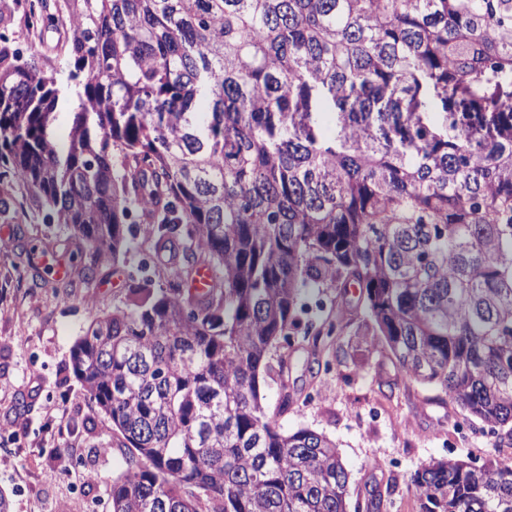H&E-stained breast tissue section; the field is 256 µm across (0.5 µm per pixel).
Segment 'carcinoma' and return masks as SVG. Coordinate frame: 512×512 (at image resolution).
I'll list each match as a JSON object with an SVG mask.
<instances>
[{
	"label": "carcinoma",
	"mask_w": 512,
	"mask_h": 512,
	"mask_svg": "<svg viewBox=\"0 0 512 512\" xmlns=\"http://www.w3.org/2000/svg\"><path fill=\"white\" fill-rule=\"evenodd\" d=\"M25 3L69 28L71 67L0 33V177L84 241L82 274L126 252L139 204L173 269L73 348L127 448L112 512H348L336 443L282 431L262 393L308 285L362 289L403 375L512 446V0ZM407 489L417 512H512V456ZM77 96L73 91L70 96V102L58 111V118L54 128V136L59 144L63 145L67 142L68 134L73 123L75 113L77 111Z\"/></svg>",
	"instance_id": "obj_1"
}]
</instances>
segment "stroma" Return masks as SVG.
<instances>
[{
    "instance_id": "35a3bbf8",
    "label": "stroma",
    "mask_w": 512,
    "mask_h": 512,
    "mask_svg": "<svg viewBox=\"0 0 512 512\" xmlns=\"http://www.w3.org/2000/svg\"><path fill=\"white\" fill-rule=\"evenodd\" d=\"M0 32L67 76L65 27L29 29L15 0H0ZM84 242L63 224L45 223L19 187L0 180V491L10 512H110L113 477L127 450L111 421L90 402L72 371L71 352L91 320L123 305L132 275L151 262L145 233L123 261L78 275ZM69 275V289L56 285ZM343 302V329L309 354L302 333L273 348L264 390L275 408L280 385L299 405L278 417L282 429L308 427L333 439L351 473V498L366 484H391V512H416L407 476L434 459L482 466L493 437L459 430L463 412L431 387L405 379L375 334L361 291L326 286L302 295V322L321 323Z\"/></svg>"
}]
</instances>
